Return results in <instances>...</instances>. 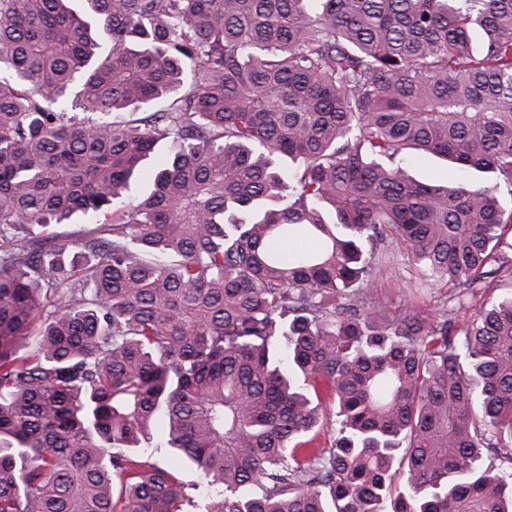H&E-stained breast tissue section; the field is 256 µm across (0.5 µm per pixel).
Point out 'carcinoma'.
<instances>
[{
	"instance_id": "cac0c4a2",
	"label": "carcinoma",
	"mask_w": 512,
	"mask_h": 512,
	"mask_svg": "<svg viewBox=\"0 0 512 512\" xmlns=\"http://www.w3.org/2000/svg\"><path fill=\"white\" fill-rule=\"evenodd\" d=\"M69 2L0 0V512H512V290L366 307L512 279V0ZM410 175L419 182H444L449 184H457L467 182L471 184H479L481 178L471 171L464 170L456 164L447 163L446 161L427 156L416 161L409 170ZM90 224H85L84 217L80 215H75L71 224H58L55 226L54 231L57 233L59 239L68 241L71 245V249H75L78 245V241L85 232V230L89 227ZM369 298L389 316L416 315L430 317L443 307H451L459 289L432 287L424 283L418 267L409 263L403 253L395 251L391 264L382 266L372 278ZM414 290L412 295L410 288Z\"/></svg>"
}]
</instances>
